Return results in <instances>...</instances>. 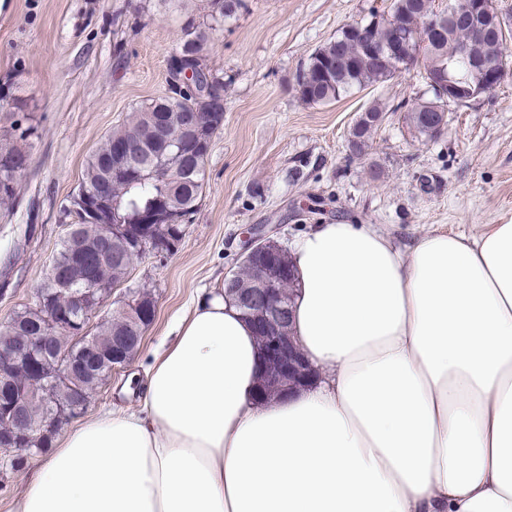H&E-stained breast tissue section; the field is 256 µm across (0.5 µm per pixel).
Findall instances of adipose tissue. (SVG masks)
<instances>
[{"mask_svg": "<svg viewBox=\"0 0 512 512\" xmlns=\"http://www.w3.org/2000/svg\"><path fill=\"white\" fill-rule=\"evenodd\" d=\"M291 262L316 385L258 404L257 339L215 287L140 408L68 432L15 512H512V222L401 248L321 224Z\"/></svg>", "mask_w": 512, "mask_h": 512, "instance_id": "obj_1", "label": "adipose tissue"}]
</instances>
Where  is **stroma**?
<instances>
[{
  "instance_id": "1",
  "label": "stroma",
  "mask_w": 512,
  "mask_h": 512,
  "mask_svg": "<svg viewBox=\"0 0 512 512\" xmlns=\"http://www.w3.org/2000/svg\"><path fill=\"white\" fill-rule=\"evenodd\" d=\"M389 0H248L218 32L209 58L223 74L224 125L214 135L203 196L171 256H147L128 285L154 294L157 313L139 354L113 374L85 416L135 406L155 351L198 295L235 268L245 233L273 224L291 246L317 224H375L395 243L440 228L475 233L512 220V75L470 106L449 105L442 134L424 143L403 108L428 88L418 70L342 95L301 103L296 75L344 25ZM183 13L158 0H0V81L26 101L30 164L16 203L0 212V320L33 305L67 235L65 200L112 128L168 93L166 60ZM386 118L369 154L349 157L356 117L373 102ZM383 169L372 178L370 162Z\"/></svg>"
}]
</instances>
